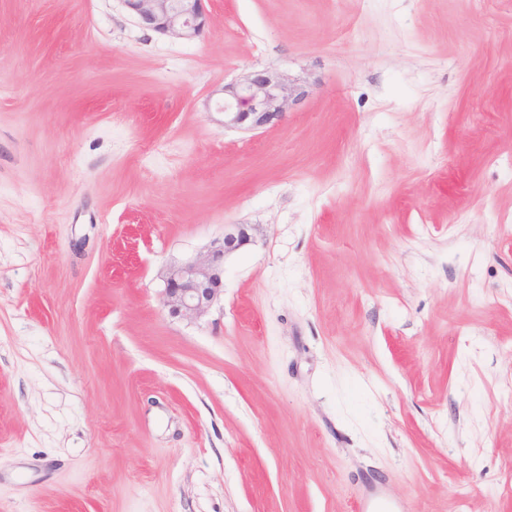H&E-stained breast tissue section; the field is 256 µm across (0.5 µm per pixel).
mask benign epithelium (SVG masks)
<instances>
[{"label": "benign epithelium", "instance_id": "benign-epithelium-1", "mask_svg": "<svg viewBox=\"0 0 512 512\" xmlns=\"http://www.w3.org/2000/svg\"><path fill=\"white\" fill-rule=\"evenodd\" d=\"M139 25L162 35L193 40L203 32L205 0H123ZM224 127L245 131L277 125L309 95L308 86L285 71L252 70L220 89ZM248 224H226L204 254L167 266L162 302L186 320L205 316L224 294V262L252 243Z\"/></svg>", "mask_w": 512, "mask_h": 512}]
</instances>
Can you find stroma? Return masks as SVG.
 Here are the masks:
<instances>
[{"instance_id":"35a3bbf8","label":"stroma","mask_w":512,"mask_h":512,"mask_svg":"<svg viewBox=\"0 0 512 512\" xmlns=\"http://www.w3.org/2000/svg\"><path fill=\"white\" fill-rule=\"evenodd\" d=\"M205 6L0 0V512H512V7ZM264 67L308 97L225 130ZM139 25L162 35L193 40L203 32L205 0H123ZM250 230L248 224L225 225L207 253L164 269L162 302L171 315L193 321L211 310L224 294V262L252 243ZM398 509L399 505L388 501L383 495L382 488L377 485L368 486L359 507L361 512H403Z\"/></svg>"}]
</instances>
